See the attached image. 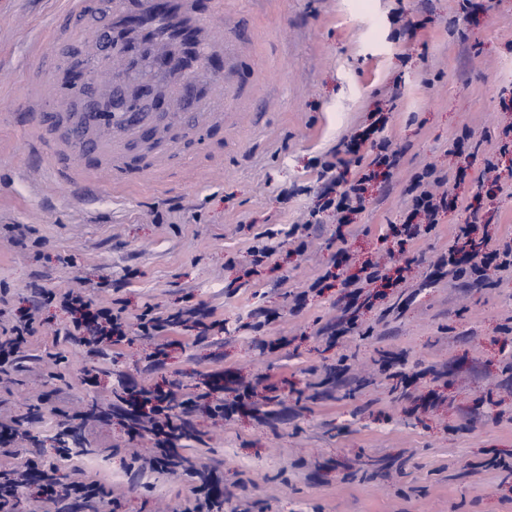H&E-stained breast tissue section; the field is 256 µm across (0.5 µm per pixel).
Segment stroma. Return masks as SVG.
Instances as JSON below:
<instances>
[{
  "label": "stroma",
  "mask_w": 512,
  "mask_h": 512,
  "mask_svg": "<svg viewBox=\"0 0 512 512\" xmlns=\"http://www.w3.org/2000/svg\"><path fill=\"white\" fill-rule=\"evenodd\" d=\"M61 0H0V306L19 312L37 288H84L103 306L122 300L175 314L204 306L223 331L196 341L178 327L159 365L130 335L103 358L67 339V316L50 305L29 337L27 358L0 384V410L39 440L61 476L82 468L99 481L110 512H180L194 499L189 472L126 478L148 434H132L116 410L126 385L192 386L205 374L269 375L275 401L214 426L195 413L191 463L213 469L224 512H512V269L493 288L452 280L429 263L446 252L470 210L488 218L487 236L512 237V0H234L251 40L240 75L264 68L254 109L237 127L191 134L194 97L179 100L188 163L166 184L115 192L78 206L71 186L52 181L53 160L35 155L21 126L27 51L59 14ZM417 23L397 33L394 14ZM89 20L50 43L47 97L89 60V89L111 95L122 81ZM400 81L401 95L387 90ZM400 153L389 180L372 181L353 223L324 212L296 252L286 237L317 198L312 163L362 131L375 109ZM498 184H480L485 159ZM428 165L459 176L461 205L427 234L400 239L416 173ZM277 241L258 264L244 257L257 234ZM41 248H34V241ZM422 256L402 280L353 296L345 275L387 250ZM272 310L262 329L255 314ZM263 410L265 418L254 415ZM89 455H60L58 423L86 412Z\"/></svg>",
  "instance_id": "1"
}]
</instances>
